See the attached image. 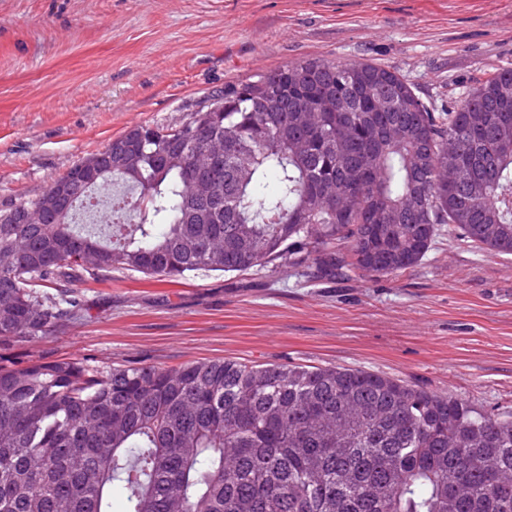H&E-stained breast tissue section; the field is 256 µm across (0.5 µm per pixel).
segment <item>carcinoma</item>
<instances>
[{
    "label": "carcinoma",
    "instance_id": "1",
    "mask_svg": "<svg viewBox=\"0 0 512 512\" xmlns=\"http://www.w3.org/2000/svg\"><path fill=\"white\" fill-rule=\"evenodd\" d=\"M216 144L199 196L188 174ZM102 163L55 223H15L43 194L0 211L1 346L74 318L66 287L115 268L394 275L445 231L512 255V68L439 111L382 66L309 59L128 129ZM117 182L109 223L72 222ZM114 487L130 512H512V410L350 368L0 362V512H113Z\"/></svg>",
    "mask_w": 512,
    "mask_h": 512
}]
</instances>
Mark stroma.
<instances>
[{"label":"stroma","instance_id":"1","mask_svg":"<svg viewBox=\"0 0 512 512\" xmlns=\"http://www.w3.org/2000/svg\"><path fill=\"white\" fill-rule=\"evenodd\" d=\"M314 58L390 68L446 104L512 68V0H0V210L133 126L181 125L225 86ZM73 289L81 317L14 356L357 368L512 408V255L444 235L396 275L117 268Z\"/></svg>","mask_w":512,"mask_h":512}]
</instances>
